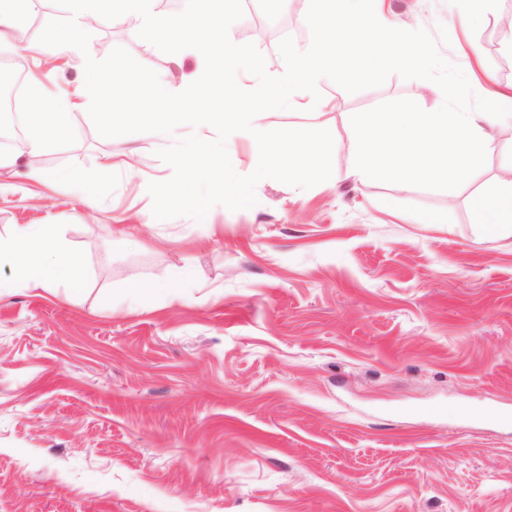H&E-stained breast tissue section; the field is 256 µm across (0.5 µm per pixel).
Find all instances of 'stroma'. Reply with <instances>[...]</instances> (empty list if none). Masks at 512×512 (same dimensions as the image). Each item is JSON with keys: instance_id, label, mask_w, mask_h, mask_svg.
I'll list each match as a JSON object with an SVG mask.
<instances>
[{"instance_id": "stroma-1", "label": "stroma", "mask_w": 512, "mask_h": 512, "mask_svg": "<svg viewBox=\"0 0 512 512\" xmlns=\"http://www.w3.org/2000/svg\"><path fill=\"white\" fill-rule=\"evenodd\" d=\"M386 5L474 92L487 72L512 85L498 30L512 0H488L467 31L454 0ZM243 8L231 41L283 74L278 37L311 39L305 0ZM90 34L95 59L125 48L177 87L202 61L147 49L124 24ZM17 58L72 98L78 59L0 47V69ZM318 89L331 110L262 122L329 130L342 145L334 178L263 179L248 209L156 219L147 187L171 178L156 152L173 137L104 138L83 109H69L64 141L0 170V234L56 224L83 259L76 299L61 286L0 296V512H512V425L500 421L512 414V238H482L474 185L348 174L351 115L435 110L442 91L396 74L354 94L327 78ZM33 169L95 178V208ZM431 212L444 223H418ZM136 281L157 290L133 294Z\"/></svg>"}]
</instances>
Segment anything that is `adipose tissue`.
Listing matches in <instances>:
<instances>
[{
    "label": "adipose tissue",
    "mask_w": 512,
    "mask_h": 512,
    "mask_svg": "<svg viewBox=\"0 0 512 512\" xmlns=\"http://www.w3.org/2000/svg\"><path fill=\"white\" fill-rule=\"evenodd\" d=\"M485 90L490 100L485 112L408 109L353 117L352 175L365 183L393 174L411 184L473 181L483 157L512 126V88L490 80ZM27 107L26 144L35 155L48 140L66 136L65 115L38 80L31 84ZM470 210L486 237H512V167L471 197ZM0 258L12 267L15 283L32 289L75 283L82 271L79 254L54 224L15 226L0 236Z\"/></svg>",
    "instance_id": "adipose-tissue-1"
}]
</instances>
